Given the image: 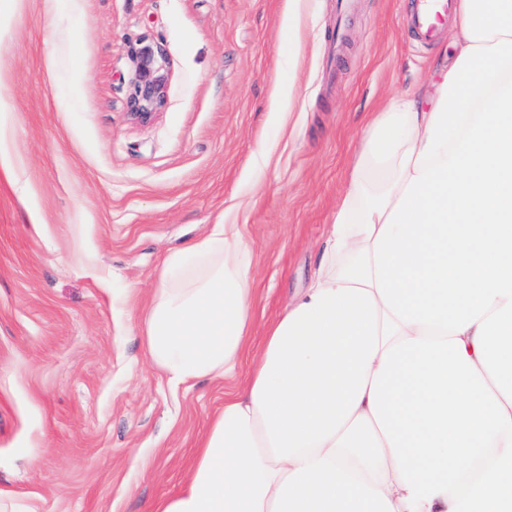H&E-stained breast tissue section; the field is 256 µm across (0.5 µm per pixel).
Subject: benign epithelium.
Listing matches in <instances>:
<instances>
[{"instance_id": "7a95c632", "label": "benign epithelium", "mask_w": 512, "mask_h": 512, "mask_svg": "<svg viewBox=\"0 0 512 512\" xmlns=\"http://www.w3.org/2000/svg\"><path fill=\"white\" fill-rule=\"evenodd\" d=\"M133 66L127 105L129 114L146 122L164 105L170 62L162 44L143 36L130 45Z\"/></svg>"}]
</instances>
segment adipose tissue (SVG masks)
<instances>
[{
    "instance_id": "adipose-tissue-1",
    "label": "adipose tissue",
    "mask_w": 512,
    "mask_h": 512,
    "mask_svg": "<svg viewBox=\"0 0 512 512\" xmlns=\"http://www.w3.org/2000/svg\"><path fill=\"white\" fill-rule=\"evenodd\" d=\"M431 97L368 128L309 286L151 512H512V0H457ZM250 248L216 224L143 318L172 384L230 376Z\"/></svg>"
}]
</instances>
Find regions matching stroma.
<instances>
[{"instance_id":"stroma-1","label":"stroma","mask_w":512,"mask_h":512,"mask_svg":"<svg viewBox=\"0 0 512 512\" xmlns=\"http://www.w3.org/2000/svg\"><path fill=\"white\" fill-rule=\"evenodd\" d=\"M414 0H0V506L150 512L187 480L224 391L172 386L142 312L164 261L215 224L252 249L249 352L306 288L385 102L437 89L443 31ZM167 51L166 101L127 109L131 42ZM405 17L406 29L421 44L433 42L448 23L453 0H416Z\"/></svg>"}]
</instances>
